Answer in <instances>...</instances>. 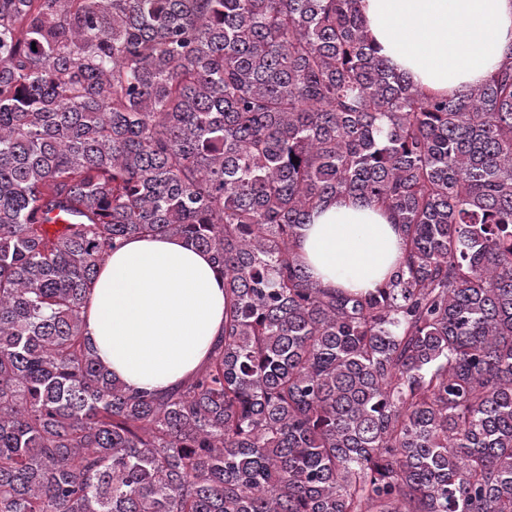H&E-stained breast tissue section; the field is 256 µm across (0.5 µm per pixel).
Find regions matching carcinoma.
Here are the masks:
<instances>
[{
  "label": "carcinoma",
  "mask_w": 512,
  "mask_h": 512,
  "mask_svg": "<svg viewBox=\"0 0 512 512\" xmlns=\"http://www.w3.org/2000/svg\"><path fill=\"white\" fill-rule=\"evenodd\" d=\"M338 197L402 233L367 293L296 251ZM134 236L224 275L163 396L86 338ZM0 512H512V49L443 96L359 0H0Z\"/></svg>",
  "instance_id": "carcinoma-1"
}]
</instances>
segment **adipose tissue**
Returning a JSON list of instances; mask_svg holds the SVG:
<instances>
[{
    "instance_id": "ef3b65f1",
    "label": "adipose tissue",
    "mask_w": 512,
    "mask_h": 512,
    "mask_svg": "<svg viewBox=\"0 0 512 512\" xmlns=\"http://www.w3.org/2000/svg\"><path fill=\"white\" fill-rule=\"evenodd\" d=\"M379 55L418 87L454 94L483 83L512 48V0H361ZM297 251L322 286L377 288L402 252L388 214L329 202ZM224 330V279L178 237L136 236L114 250L91 290L86 332L129 388L164 393L206 361Z\"/></svg>"
}]
</instances>
